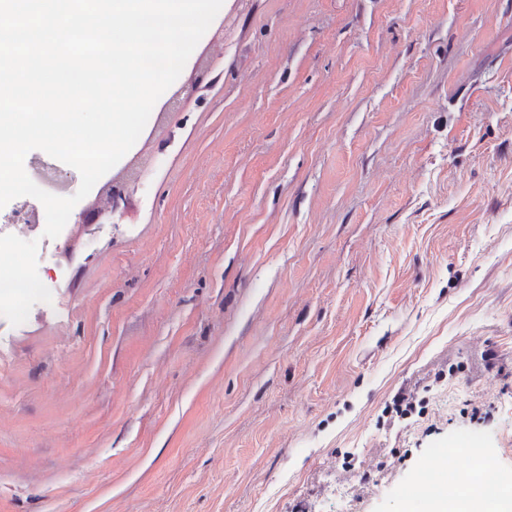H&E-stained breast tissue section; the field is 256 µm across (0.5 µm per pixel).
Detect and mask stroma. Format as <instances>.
Here are the masks:
<instances>
[{
    "label": "stroma",
    "instance_id": "1",
    "mask_svg": "<svg viewBox=\"0 0 512 512\" xmlns=\"http://www.w3.org/2000/svg\"><path fill=\"white\" fill-rule=\"evenodd\" d=\"M0 319V512H425L512 475V0H223ZM131 179H126L124 177H115L109 179L98 191L95 196L94 202H91L86 208L81 210L76 216L77 224H112V222H103L110 221L111 219L114 222V217L117 213L115 212L121 204H125L127 202L126 191L128 182ZM112 187L118 189L117 200L115 204L112 206ZM106 196L108 199L107 204L99 205V202L102 198ZM90 211L92 214L93 221L89 222L86 219L87 212Z\"/></svg>",
    "mask_w": 512,
    "mask_h": 512
}]
</instances>
